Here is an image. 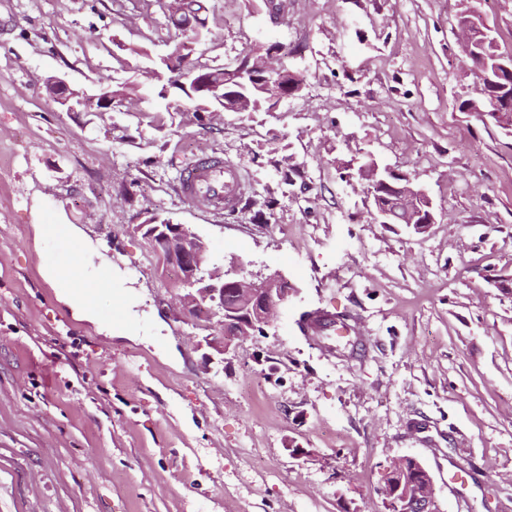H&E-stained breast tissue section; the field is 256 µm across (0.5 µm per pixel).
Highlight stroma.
Instances as JSON below:
<instances>
[{
	"label": "stroma",
	"mask_w": 512,
	"mask_h": 512,
	"mask_svg": "<svg viewBox=\"0 0 512 512\" xmlns=\"http://www.w3.org/2000/svg\"><path fill=\"white\" fill-rule=\"evenodd\" d=\"M201 2L194 66L278 42L301 95L199 121L148 76L182 39L164 0H0V512H385L381 472L405 456L443 512H512V133L460 111L475 76L455 31L475 11L512 54V0H288L276 20L265 0ZM52 76L136 103L69 112ZM363 155L426 190V232L373 223L347 177ZM205 157L236 166L251 205L181 194ZM153 215L287 278L269 336L208 366L219 319L171 316L181 273L135 230ZM38 224L99 242L136 338L57 301ZM306 311L344 316L358 349L301 333Z\"/></svg>",
	"instance_id": "stroma-1"
}]
</instances>
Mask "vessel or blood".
Wrapping results in <instances>:
<instances>
[{
  "instance_id": "obj_1",
  "label": "vessel or blood",
  "mask_w": 512,
  "mask_h": 512,
  "mask_svg": "<svg viewBox=\"0 0 512 512\" xmlns=\"http://www.w3.org/2000/svg\"><path fill=\"white\" fill-rule=\"evenodd\" d=\"M236 173L219 158L199 160L181 179L184 195L196 198L216 210L232 208L235 197Z\"/></svg>"
}]
</instances>
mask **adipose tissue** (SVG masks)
<instances>
[{
    "label": "adipose tissue",
    "mask_w": 512,
    "mask_h": 512,
    "mask_svg": "<svg viewBox=\"0 0 512 512\" xmlns=\"http://www.w3.org/2000/svg\"><path fill=\"white\" fill-rule=\"evenodd\" d=\"M35 232L37 238L60 242L59 251L42 266L44 279L56 289L57 301L106 338L131 336L129 319L116 325L101 313L102 301H124L129 289L100 245L73 224H39Z\"/></svg>",
    "instance_id": "obj_1"
}]
</instances>
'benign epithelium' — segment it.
Masks as SVG:
<instances>
[{
    "instance_id": "obj_1",
    "label": "benign epithelium",
    "mask_w": 512,
    "mask_h": 512,
    "mask_svg": "<svg viewBox=\"0 0 512 512\" xmlns=\"http://www.w3.org/2000/svg\"><path fill=\"white\" fill-rule=\"evenodd\" d=\"M456 34L463 53L470 59L479 58L481 45L490 41L489 30L477 24L459 23ZM47 85L58 91L57 103L70 110L76 104L89 109H109L114 103L110 95L88 98L60 77H50ZM267 90L279 104L283 99L299 94L302 87L279 78L268 83ZM482 118L500 125L508 120L507 107L496 103L482 112ZM393 177L399 179L397 195L386 205L371 206L373 220L379 224H406L419 233L426 231L435 223V218L432 200L424 189L404 174L388 167L381 168L375 162L362 171V179L367 181L366 193L370 197L380 186L389 184ZM136 230L143 232L170 264L184 272L182 282L188 288L180 295V304L173 308L174 317L185 322L193 321L204 301L212 305L213 313L221 316L224 339L213 346L215 354L207 356L208 363L224 364V355L230 352L232 343L249 335L250 330L259 329L265 335L267 329L274 327L277 308L287 293V279L283 275L274 273L255 281L242 275L241 268L235 264L227 269L217 264L205 268L207 246L192 227L185 224L156 219L149 226L137 225ZM230 287L239 292L240 302L226 308L224 293ZM408 461V457L396 458L383 470L381 494L389 512H443L429 470L415 459L414 467L423 473V477L420 481L410 478Z\"/></svg>"
}]
</instances>
